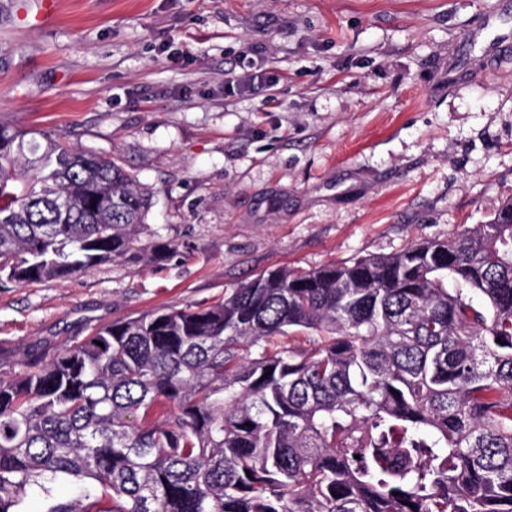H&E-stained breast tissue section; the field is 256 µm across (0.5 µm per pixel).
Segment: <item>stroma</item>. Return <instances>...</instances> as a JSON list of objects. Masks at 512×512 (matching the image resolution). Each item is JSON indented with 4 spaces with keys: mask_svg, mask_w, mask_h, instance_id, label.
<instances>
[{
    "mask_svg": "<svg viewBox=\"0 0 512 512\" xmlns=\"http://www.w3.org/2000/svg\"><path fill=\"white\" fill-rule=\"evenodd\" d=\"M34 10L0 0V120L116 157L155 195L153 259L0 287L2 377L90 326L444 239L512 198V0Z\"/></svg>",
    "mask_w": 512,
    "mask_h": 512,
    "instance_id": "stroma-1",
    "label": "stroma"
}]
</instances>
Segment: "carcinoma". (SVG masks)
<instances>
[{"label":"carcinoma","instance_id":"cac0c4a2","mask_svg":"<svg viewBox=\"0 0 512 512\" xmlns=\"http://www.w3.org/2000/svg\"><path fill=\"white\" fill-rule=\"evenodd\" d=\"M151 206L111 155L0 121L1 284L125 256ZM292 331L310 349H270ZM31 491L46 512H512V200L24 356L0 377V512Z\"/></svg>","mask_w":512,"mask_h":512}]
</instances>
